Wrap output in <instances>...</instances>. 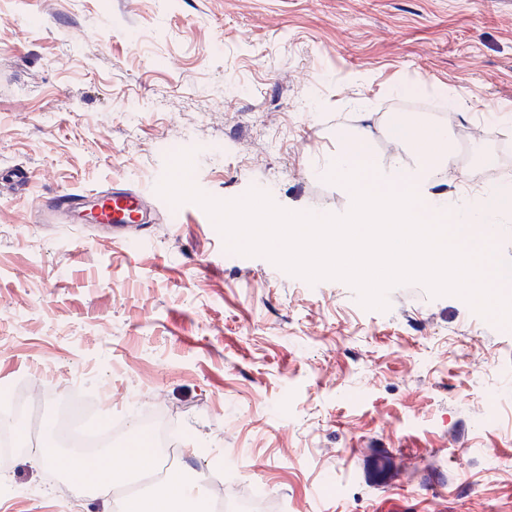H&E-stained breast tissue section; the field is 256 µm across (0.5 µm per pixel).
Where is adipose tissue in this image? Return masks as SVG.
Returning <instances> with one entry per match:
<instances>
[{
	"label": "adipose tissue",
	"instance_id": "obj_1",
	"mask_svg": "<svg viewBox=\"0 0 512 512\" xmlns=\"http://www.w3.org/2000/svg\"><path fill=\"white\" fill-rule=\"evenodd\" d=\"M150 454V449L129 447L125 450V460L119 461L114 459L112 452L105 451L97 455L91 467L87 466L83 456L75 455L70 460V474L81 487L105 494L114 484L138 471L142 459ZM205 501L197 483L190 481L184 472L173 470L168 472L161 492L125 501L121 512H203Z\"/></svg>",
	"mask_w": 512,
	"mask_h": 512
}]
</instances>
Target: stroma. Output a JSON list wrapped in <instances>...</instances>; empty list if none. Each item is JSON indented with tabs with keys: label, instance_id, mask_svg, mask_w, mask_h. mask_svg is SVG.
<instances>
[{
	"label": "stroma",
	"instance_id": "stroma-1",
	"mask_svg": "<svg viewBox=\"0 0 512 512\" xmlns=\"http://www.w3.org/2000/svg\"><path fill=\"white\" fill-rule=\"evenodd\" d=\"M395 100L500 127L512 0H0V172L31 174L0 193V384L78 379L132 431L150 411L175 469L267 512H512V325L417 282L365 308L229 250L192 202L144 244L29 221L113 177L152 193L183 150L212 198L343 216L338 137L379 145ZM72 482L0 451V512H117Z\"/></svg>",
	"mask_w": 512,
	"mask_h": 512
}]
</instances>
